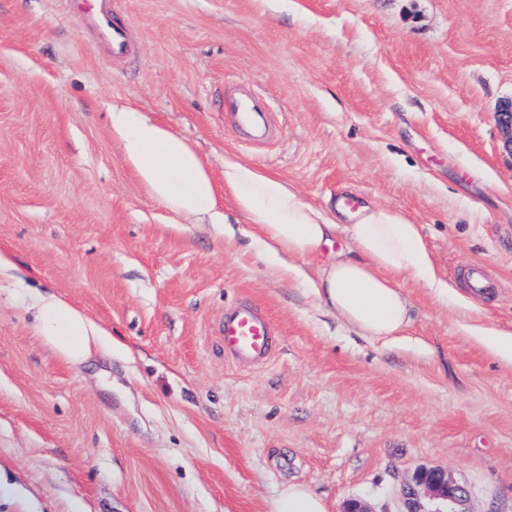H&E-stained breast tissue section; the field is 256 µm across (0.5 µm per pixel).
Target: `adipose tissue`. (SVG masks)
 I'll use <instances>...</instances> for the list:
<instances>
[{
	"mask_svg": "<svg viewBox=\"0 0 512 512\" xmlns=\"http://www.w3.org/2000/svg\"><path fill=\"white\" fill-rule=\"evenodd\" d=\"M111 117L122 159L152 199L221 233L227 217L218 198L227 196L245 219L250 247L272 272L309 281L319 301L361 336L392 341L408 328L410 305L401 277L423 282L441 302L450 300L418 225L399 212L369 201L357 209L354 223H341L344 202L331 209L313 206L281 179L229 153L219 186L193 147L145 112L116 104ZM341 233L351 250L335 249ZM313 262L318 265L314 281L307 271ZM31 311L36 333L71 363H82L92 345L108 340L106 329L58 296L35 294ZM270 512H328V507L309 486L291 482L271 501Z\"/></svg>",
	"mask_w": 512,
	"mask_h": 512,
	"instance_id": "adipose-tissue-1",
	"label": "adipose tissue"
}]
</instances>
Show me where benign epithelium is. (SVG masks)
Returning a JSON list of instances; mask_svg holds the SVG:
<instances>
[{
    "instance_id": "obj_1",
    "label": "benign epithelium",
    "mask_w": 512,
    "mask_h": 512,
    "mask_svg": "<svg viewBox=\"0 0 512 512\" xmlns=\"http://www.w3.org/2000/svg\"><path fill=\"white\" fill-rule=\"evenodd\" d=\"M497 118L505 143L512 149V101L500 107ZM401 497V512H469L466 488L442 468H417L402 486Z\"/></svg>"
}]
</instances>
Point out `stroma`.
Instances as JSON below:
<instances>
[{
	"instance_id": "obj_1",
	"label": "stroma",
	"mask_w": 512,
	"mask_h": 512,
	"mask_svg": "<svg viewBox=\"0 0 512 512\" xmlns=\"http://www.w3.org/2000/svg\"><path fill=\"white\" fill-rule=\"evenodd\" d=\"M137 50L112 65L57 0H0V512H268L297 481L400 512L419 467L470 512H512V362L463 328L512 334V0H121ZM246 80L276 138L224 121ZM184 138L222 179L233 153L306 202L341 197L421 227L461 302L401 283L404 338L359 336L236 236L159 206L122 160L113 104ZM494 285L476 299L462 274ZM112 336L80 365L35 334L30 289ZM260 306L280 347L229 359L225 308Z\"/></svg>"
}]
</instances>
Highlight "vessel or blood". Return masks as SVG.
Returning a JSON list of instances; mask_svg holds the SVG:
<instances>
[{
    "label": "vessel or blood",
    "mask_w": 512,
    "mask_h": 512,
    "mask_svg": "<svg viewBox=\"0 0 512 512\" xmlns=\"http://www.w3.org/2000/svg\"><path fill=\"white\" fill-rule=\"evenodd\" d=\"M67 8L78 9L82 27L93 36L97 53L110 61H119L133 52L137 43L130 30L116 15L117 0H63ZM234 125L250 141H268L272 128L266 108L251 93L231 101ZM277 331L265 311L255 305H238L224 312V351L234 361L246 365L269 362L276 346Z\"/></svg>",
    "instance_id": "obj_1"
}]
</instances>
